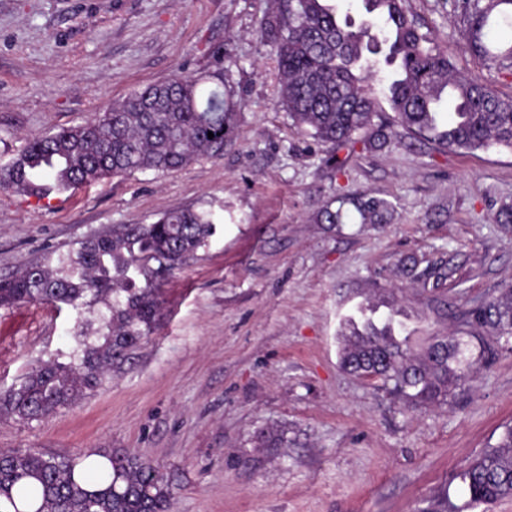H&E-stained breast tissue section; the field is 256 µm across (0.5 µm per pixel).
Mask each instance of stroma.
<instances>
[{
  "label": "stroma",
  "mask_w": 512,
  "mask_h": 512,
  "mask_svg": "<svg viewBox=\"0 0 512 512\" xmlns=\"http://www.w3.org/2000/svg\"><path fill=\"white\" fill-rule=\"evenodd\" d=\"M269 0H0V167L33 138L175 73L223 78L233 136L213 157L136 172L37 201L0 189V278L46 251L172 210H208L218 232L158 284L153 334L104 386L54 415L0 412V451L135 453L177 486L172 512H420L447 490L474 512L462 473L512 423V353L446 405L402 413L377 381L339 364L343 318L386 317L423 339L512 281V151L442 152L413 139L340 151L277 106L278 70L255 31ZM461 74L512 98V74L465 48L446 0H409ZM238 64L227 67L226 57ZM369 190L390 224H318L334 196ZM415 255L445 290L395 289ZM75 311L0 308V392L64 359ZM282 434L279 448L259 432Z\"/></svg>",
  "instance_id": "obj_1"
}]
</instances>
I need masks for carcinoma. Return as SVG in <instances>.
Wrapping results in <instances>:
<instances>
[{
  "mask_svg": "<svg viewBox=\"0 0 512 512\" xmlns=\"http://www.w3.org/2000/svg\"><path fill=\"white\" fill-rule=\"evenodd\" d=\"M369 19L357 24L340 0H270L257 39L275 53L278 106L309 137L336 153L358 143L370 152L407 137L441 150H512V99L460 74L408 0H358ZM466 49L489 69L512 72V0H453ZM395 67L386 85L392 115L377 108L371 83L379 64ZM207 78L175 74L93 114L81 125L29 142L16 164L0 171V189L42 200L80 186L138 171H172L214 155L235 130L237 102ZM150 96L156 112H144ZM213 138H208V133ZM390 200L370 192L336 196L315 214L318 224H389ZM216 231L209 211L176 210L153 224H125L50 253L21 273L0 278V306L38 302L95 315L96 336H74L69 362L47 361L0 394V409L23 420L42 418L98 390L152 333L157 283L205 245ZM416 257L398 263L400 289L423 282ZM512 349V283L468 309L448 336L416 345L382 327L341 336L342 367L371 376L405 411L447 402L481 366ZM478 507L512 496V426L462 476ZM172 481L135 453L92 448L76 456L37 449L0 453V512H171ZM419 512H455L448 493Z\"/></svg>",
  "mask_w": 512,
  "mask_h": 512,
  "instance_id": "cac0c4a2",
  "label": "carcinoma"
}]
</instances>
